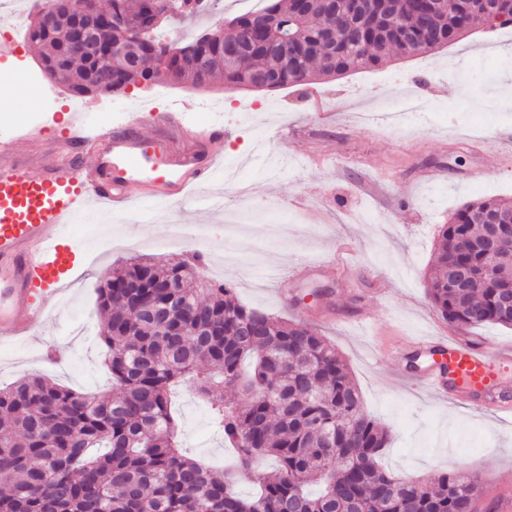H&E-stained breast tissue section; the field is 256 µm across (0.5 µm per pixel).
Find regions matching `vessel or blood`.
<instances>
[{
    "label": "vessel or blood",
    "mask_w": 512,
    "mask_h": 512,
    "mask_svg": "<svg viewBox=\"0 0 512 512\" xmlns=\"http://www.w3.org/2000/svg\"><path fill=\"white\" fill-rule=\"evenodd\" d=\"M154 123V135L147 136L125 127H94L76 114L54 141L51 163L36 176L11 159L22 146L40 141L44 129L24 125L0 138L1 341H24L47 319L43 298L60 293L82 255L65 231L78 214L97 205L128 208L135 186L179 201L191 186L211 179L217 163L212 145L223 140V126H208L184 147L169 137L180 124L178 113H160ZM78 148L89 163L73 158ZM409 347L430 358L413 385L512 422V399L499 384L500 369L512 362L511 348L454 336L415 339Z\"/></svg>",
    "instance_id": "obj_1"
}]
</instances>
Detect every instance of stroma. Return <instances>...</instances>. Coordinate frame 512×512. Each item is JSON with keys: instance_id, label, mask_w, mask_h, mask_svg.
<instances>
[{"instance_id": "stroma-1", "label": "stroma", "mask_w": 512, "mask_h": 512, "mask_svg": "<svg viewBox=\"0 0 512 512\" xmlns=\"http://www.w3.org/2000/svg\"><path fill=\"white\" fill-rule=\"evenodd\" d=\"M246 8L245 0H220L163 35L189 39ZM498 86L512 87V27L480 28L430 53L275 91L168 83L189 128L207 122L192 112L197 100H223L229 135L214 150L245 196L215 178L186 201L167 203L186 228L173 244L157 224L83 215L71 229L84 260L68 298L49 300L54 315L38 335L0 345V386L32 373L85 392L111 390L95 310L99 275L140 255L175 263L196 246L207 279L336 346L365 411L390 433L385 466L419 479L477 474L478 512H500L512 502V428L397 377L421 364L397 354L411 337L458 333L426 290L442 224L467 202L512 198V110L493 105ZM151 94L134 84L90 95L88 114L112 126L132 123L125 103ZM408 99L422 112L403 126L388 110ZM172 412L189 456L223 466L228 452L208 404L179 389Z\"/></svg>"}]
</instances>
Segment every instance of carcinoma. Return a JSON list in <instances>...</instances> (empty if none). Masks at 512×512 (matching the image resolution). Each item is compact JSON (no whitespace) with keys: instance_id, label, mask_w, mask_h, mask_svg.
Instances as JSON below:
<instances>
[{"instance_id":"obj_1","label":"carcinoma","mask_w":512,"mask_h":512,"mask_svg":"<svg viewBox=\"0 0 512 512\" xmlns=\"http://www.w3.org/2000/svg\"><path fill=\"white\" fill-rule=\"evenodd\" d=\"M150 0H110L116 16L142 17ZM209 32L206 68L176 45L104 27L117 46L112 83L88 84L91 65L68 55L72 15L51 32L27 26L50 77L81 96L120 93L161 73L175 82L227 90L305 85L378 66L392 56L435 51L486 26L462 0L411 27L415 0H266ZM512 224V200L471 202L441 229L427 282L448 324L512 328V263L479 249L486 224ZM202 253L175 264L135 260L97 289L100 338L112 386L89 394L40 376L0 387V512H476V476L450 470L413 480L382 468L387 430L363 409L343 356L315 328L246 306L200 273ZM465 266L467 287H455ZM185 385L210 405L211 423L234 451L221 471L180 447L171 411ZM272 458L275 469L260 470ZM258 475L243 497L230 474Z\"/></svg>"}]
</instances>
